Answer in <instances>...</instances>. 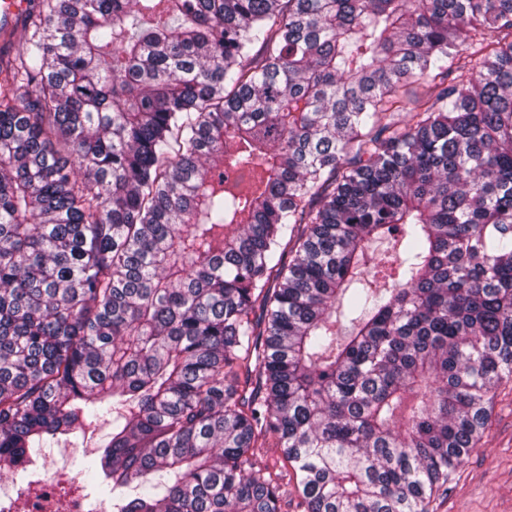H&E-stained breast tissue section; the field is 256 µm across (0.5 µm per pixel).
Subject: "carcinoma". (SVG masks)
<instances>
[{"instance_id": "cac0c4a2", "label": "carcinoma", "mask_w": 512, "mask_h": 512, "mask_svg": "<svg viewBox=\"0 0 512 512\" xmlns=\"http://www.w3.org/2000/svg\"><path fill=\"white\" fill-rule=\"evenodd\" d=\"M22 29L0 477L105 424L112 512H281L267 448L304 512H428L512 381V0H30ZM260 464L267 467L272 474H282L283 476L288 470V477H284L283 490L284 499L281 503V512H302L299 510L300 497L294 479L290 480L289 474L292 473L290 467L283 461L277 448H267ZM288 478V484H286Z\"/></svg>"}]
</instances>
